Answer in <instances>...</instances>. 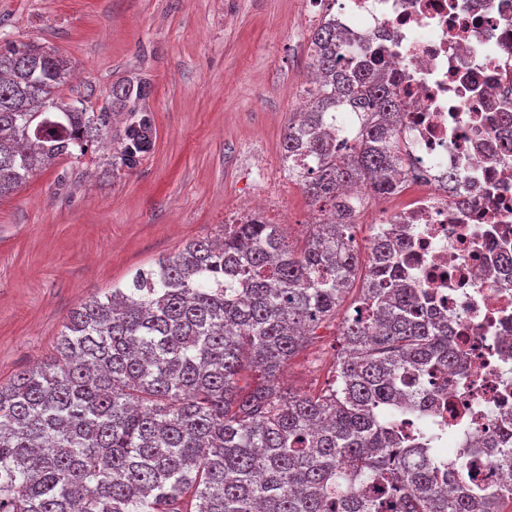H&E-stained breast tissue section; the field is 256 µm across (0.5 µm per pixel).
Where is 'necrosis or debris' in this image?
I'll list each match as a JSON object with an SVG mask.
<instances>
[{
  "label": "necrosis or debris",
  "instance_id": "necrosis-or-debris-1",
  "mask_svg": "<svg viewBox=\"0 0 512 512\" xmlns=\"http://www.w3.org/2000/svg\"><path fill=\"white\" fill-rule=\"evenodd\" d=\"M344 33L386 51L401 104L396 137L405 158L401 188L414 194L384 212L365 236L404 225V255L413 281L429 288L432 307L448 323L461 367L429 379L433 435L455 427L480 437L476 474H500L490 450L498 414H512V0H339L332 15ZM467 206H459V199Z\"/></svg>",
  "mask_w": 512,
  "mask_h": 512
}]
</instances>
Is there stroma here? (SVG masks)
Returning <instances> with one entry per match:
<instances>
[{"label": "stroma", "instance_id": "1", "mask_svg": "<svg viewBox=\"0 0 512 512\" xmlns=\"http://www.w3.org/2000/svg\"><path fill=\"white\" fill-rule=\"evenodd\" d=\"M315 13L311 0H0V38L54 47L75 87L148 77L156 128L134 171L111 172L112 150L100 147L0 198V383L53 356L78 303L214 236L225 212L259 192L252 166L281 154ZM277 196L271 217L303 246L311 203L294 182ZM340 351L338 324L318 329L282 387H326Z\"/></svg>", "mask_w": 512, "mask_h": 512}]
</instances>
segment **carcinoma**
Wrapping results in <instances>:
<instances>
[{
	"label": "carcinoma",
	"instance_id": "obj_1",
	"mask_svg": "<svg viewBox=\"0 0 512 512\" xmlns=\"http://www.w3.org/2000/svg\"><path fill=\"white\" fill-rule=\"evenodd\" d=\"M309 50L308 107L282 142L288 173L319 211L305 245L277 224L220 233L80 302L52 359L0 384V512H504L512 503V415L498 421L496 485L470 450L451 460L419 425L429 393L410 374L463 363L448 324L400 265L406 239L377 242L343 348L319 395L285 391L283 367L336 321L355 288L357 205L398 191L400 105L382 52L322 21ZM70 61L35 42L0 44V196L122 132L112 171L155 146L145 78L99 107L69 87ZM255 380L239 385L242 372Z\"/></svg>",
	"mask_w": 512,
	"mask_h": 512
}]
</instances>
